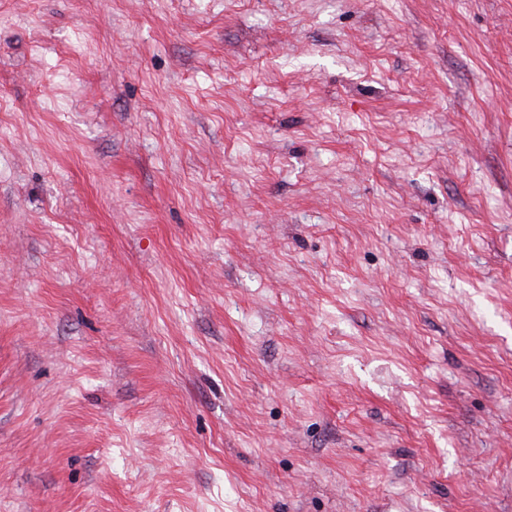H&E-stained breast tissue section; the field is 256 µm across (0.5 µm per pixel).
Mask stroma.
<instances>
[{"label": "stroma", "mask_w": 512, "mask_h": 512, "mask_svg": "<svg viewBox=\"0 0 512 512\" xmlns=\"http://www.w3.org/2000/svg\"><path fill=\"white\" fill-rule=\"evenodd\" d=\"M0 512H512V0H0Z\"/></svg>", "instance_id": "35a3bbf8"}]
</instances>
